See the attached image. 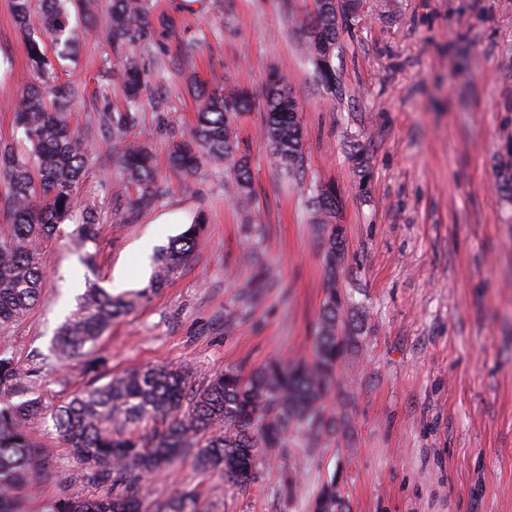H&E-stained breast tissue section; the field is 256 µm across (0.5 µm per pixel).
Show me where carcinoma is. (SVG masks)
I'll return each mask as SVG.
<instances>
[{"mask_svg":"<svg viewBox=\"0 0 512 512\" xmlns=\"http://www.w3.org/2000/svg\"><path fill=\"white\" fill-rule=\"evenodd\" d=\"M64 2L41 0V28L35 30L30 24L33 0H11L27 64L39 83L20 94L14 112L16 124L24 128L31 144L30 154L20 155L8 143L0 145V198L5 199L9 214L0 233L1 329L19 322L39 301L45 277L42 243L62 232L70 219L89 160L88 148L69 122L76 88L56 82L55 61L42 40L45 34L54 44L66 47L78 41ZM358 7L359 0H347L344 13L338 16L327 7V0H314V10L302 24L304 51L327 87L336 83L333 58L341 23ZM155 34L150 0H112L107 29L117 59L112 76L122 82L126 96L124 108L105 114L115 140L138 121L145 106L155 107L147 97L150 75L137 60V51L149 48ZM199 97L196 123L186 138L173 145L170 164L190 174L205 157L233 160V191L247 203L253 192L252 176L246 161L235 158L231 116L250 110L252 100L245 92L220 97L202 90ZM298 112L283 78L270 75L263 135L277 166L288 170L300 168L302 162ZM113 154L124 181L139 190L134 199L118 191L114 201L130 214L151 206L161 189L149 151L125 144ZM313 192L330 288L318 316L311 359H273L246 375L227 369L195 392L189 389V373L183 367L131 369L78 393L51 413L54 427L77 459L92 469L89 479L112 487V493L86 497L64 490L46 512H200L195 490H181L164 500L148 499L142 486L144 475L192 454L201 472H220L226 481L246 489L260 478L259 458L283 454L293 434H303L306 446L316 448L322 437L342 429L325 402L336 389L342 361L358 346L361 323L353 314L343 317L351 297L336 289V274L346 251L344 227L332 223L340 206L336 189L319 184ZM203 228L193 224L169 241L157 256L146 292L164 287L190 260ZM97 235V213L88 209L70 237L84 248ZM132 304L95 282L88 283L73 320L54 336L53 350L83 358L84 372L98 374L105 359L96 352L97 342ZM22 381L14 357L1 351L0 392L11 391ZM41 418L43 407L37 399L0 407V512H27L25 491L48 471L49 451L36 446L26 432L29 423ZM306 512H350L336 477L321 482Z\"/></svg>","mask_w":512,"mask_h":512,"instance_id":"cac0c4a2","label":"carcinoma"}]
</instances>
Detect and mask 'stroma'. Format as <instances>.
<instances>
[{
  "mask_svg": "<svg viewBox=\"0 0 512 512\" xmlns=\"http://www.w3.org/2000/svg\"><path fill=\"white\" fill-rule=\"evenodd\" d=\"M152 4L175 21L158 28L141 59L159 106L125 138L150 149L163 193L132 215L112 204L120 175L103 106L123 101L106 34L112 0H74L69 20L81 30L80 48L59 61L57 75L81 89L71 124L90 156L74 212L95 209L99 235L78 251L68 223L44 244L38 303L0 331V351L27 378L0 403L36 398L50 411L87 385L52 338L90 280L135 301L99 342L107 360L99 382L167 364L190 369L201 387L229 368L309 358L328 288L311 188L329 183L347 239L336 286L363 324L326 401L343 431L313 449L293 439L244 491L185 457L146 476L150 498L186 488L199 492L203 512H304L333 476L351 512H512V198L500 190L512 169V0H360L342 23L332 92L301 48L313 0ZM202 35V51L176 54ZM273 71L301 107L298 174L274 165L261 132ZM211 78L254 102L234 119L253 180L247 203L230 194L225 160H204L191 175L168 164L196 122L192 84ZM34 81L10 0H0V139L21 151L29 143L13 113L18 91ZM201 215L191 261L140 298L156 251ZM249 288L260 298L244 300ZM29 436L52 453L49 475L29 493L31 512L66 485L100 494L52 421L31 425ZM289 478L288 496L280 488Z\"/></svg>",
  "mask_w": 512,
  "mask_h": 512,
  "instance_id": "1",
  "label": "stroma"
}]
</instances>
